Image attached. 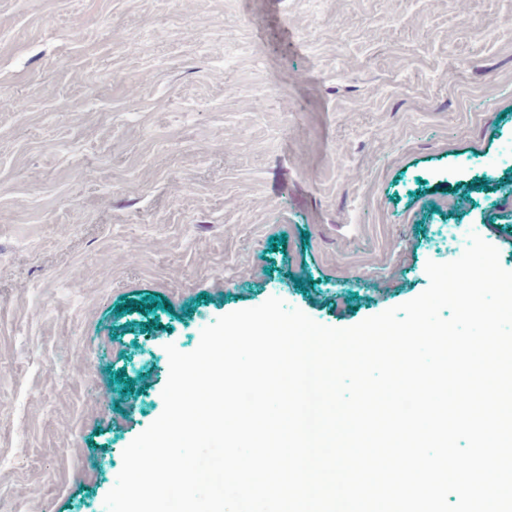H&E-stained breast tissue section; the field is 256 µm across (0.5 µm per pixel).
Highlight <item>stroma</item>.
<instances>
[{
  "label": "stroma",
  "instance_id": "35a3bbf8",
  "mask_svg": "<svg viewBox=\"0 0 512 512\" xmlns=\"http://www.w3.org/2000/svg\"><path fill=\"white\" fill-rule=\"evenodd\" d=\"M473 233L512 271L507 0H0V512H106L166 345L354 326Z\"/></svg>",
  "mask_w": 512,
  "mask_h": 512
}]
</instances>
